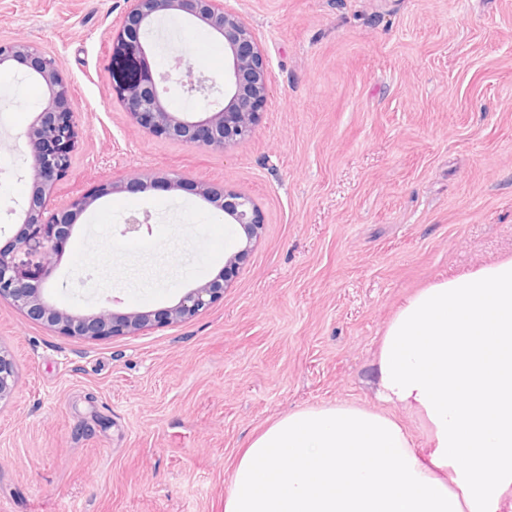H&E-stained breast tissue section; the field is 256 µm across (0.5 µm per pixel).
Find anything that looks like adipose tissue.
<instances>
[{"label":"adipose tissue","instance_id":"obj_1","mask_svg":"<svg viewBox=\"0 0 512 512\" xmlns=\"http://www.w3.org/2000/svg\"><path fill=\"white\" fill-rule=\"evenodd\" d=\"M374 377L421 440L359 406L294 412L249 443L224 512H512V258L406 297Z\"/></svg>","mask_w":512,"mask_h":512}]
</instances>
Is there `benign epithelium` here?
Listing matches in <instances>:
<instances>
[{
	"label": "benign epithelium",
	"mask_w": 512,
	"mask_h": 512,
	"mask_svg": "<svg viewBox=\"0 0 512 512\" xmlns=\"http://www.w3.org/2000/svg\"><path fill=\"white\" fill-rule=\"evenodd\" d=\"M125 2L127 7L112 32V97L133 121L157 137L187 146L225 148L248 135L271 83V72L254 31L236 12L224 8V0ZM167 13H184L224 40V105L207 103L206 117L201 120L193 121L170 111L164 94L168 84L175 82L187 94L207 99L214 89L213 80L195 72L180 56L171 58L166 70H156L149 62L150 34L157 18ZM10 62L25 66L24 76L35 78L46 88L47 100L22 135L32 182L25 203L12 211L15 223L20 225L12 248L0 249V302L13 303L29 318L63 336L97 339L135 335L159 323H184L223 297L229 273L251 252L261 235L262 223L259 209L249 196L205 183L195 185L197 194L224 213L230 223L239 225L245 236L244 246L227 258L224 272L216 278L190 289L174 305L158 312L115 313L102 308L92 315H75L45 297L54 258L71 237L78 217L94 201L123 191L175 189L185 182L178 177L133 174L124 181L100 185L71 200L62 210L48 211V202L57 183L65 177L76 148L72 88L56 58L25 37L0 40V66ZM20 253L38 254L42 261L29 263L18 257ZM15 384V365L0 353V400L10 394Z\"/></svg>",
	"instance_id": "1"
}]
</instances>
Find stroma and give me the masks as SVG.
Listing matches in <instances>:
<instances>
[{"label":"stroma","mask_w":512,"mask_h":512,"mask_svg":"<svg viewBox=\"0 0 512 512\" xmlns=\"http://www.w3.org/2000/svg\"><path fill=\"white\" fill-rule=\"evenodd\" d=\"M256 33L272 75L257 123L224 148L136 126L112 99V28L124 0H0V40L23 36L70 82L78 132L50 201L131 172L180 190L118 192L78 219L67 272L95 211L203 206L195 182L256 202L262 233L221 299L134 336H63L0 303V349L18 384L0 401V512H224L232 469L280 417L381 402L379 340L401 300L451 271L512 256V0H224ZM43 87L0 68V249L7 208L30 190L21 134ZM124 286L69 312L157 311Z\"/></svg>","instance_id":"stroma-1"}]
</instances>
